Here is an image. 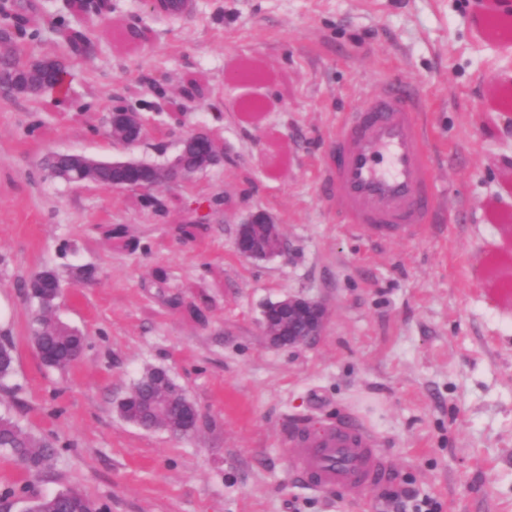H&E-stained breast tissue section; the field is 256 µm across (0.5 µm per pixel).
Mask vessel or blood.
I'll return each mask as SVG.
<instances>
[{"mask_svg":"<svg viewBox=\"0 0 512 512\" xmlns=\"http://www.w3.org/2000/svg\"><path fill=\"white\" fill-rule=\"evenodd\" d=\"M418 97L395 82L342 115L321 183L342 223L390 238L433 223L435 178ZM297 477L312 489H343L359 499L392 473L376 436L342 420L312 434L300 425L289 439Z\"/></svg>","mask_w":512,"mask_h":512,"instance_id":"b4317fda","label":"vessel or blood"}]
</instances>
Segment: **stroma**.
<instances>
[{"label":"stroma","instance_id":"stroma-1","mask_svg":"<svg viewBox=\"0 0 512 512\" xmlns=\"http://www.w3.org/2000/svg\"><path fill=\"white\" fill-rule=\"evenodd\" d=\"M16 2L26 55L66 56L69 91H0V343L16 355L0 414L58 455L33 477L0 452V512H22L21 488H76L97 512H394L426 499L435 512H512V304L495 293L512 287V262L487 264L512 250V171L497 156L512 58L471 0H189L178 15L145 0ZM70 27L87 31L89 54H67ZM393 80L422 102L438 218L379 239L339 223L318 174L342 112ZM118 105L147 118L140 145L113 140ZM201 127L223 160L147 192L70 184L46 166L59 152L163 164ZM201 204L206 229L185 239ZM259 210L288 255L237 254ZM43 270L63 287L56 316L85 338L64 370L29 341L27 284ZM294 294L326 302L325 331L272 346L262 310ZM149 367L195 403V433L119 416ZM349 416L395 468L356 501L295 478L288 444L298 422Z\"/></svg>","mask_w":512,"mask_h":512}]
</instances>
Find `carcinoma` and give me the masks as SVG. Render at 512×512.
Returning <instances> with one entry per match:
<instances>
[{
    "label": "carcinoma",
    "mask_w": 512,
    "mask_h": 512,
    "mask_svg": "<svg viewBox=\"0 0 512 512\" xmlns=\"http://www.w3.org/2000/svg\"><path fill=\"white\" fill-rule=\"evenodd\" d=\"M0 26L11 29L14 37L22 38L26 34L23 19L15 13L13 5L0 3ZM65 41L74 53L81 52L87 45V37L80 30L72 29L65 34ZM27 62L6 53L0 56V86L12 90L13 78L24 73ZM66 66L58 58L53 66L40 71L42 84L53 86L64 81ZM31 340L33 345H41L55 352L52 358L42 359L50 368L65 369L71 362L72 354L82 349L84 336L69 325L59 321L55 315L37 307L31 320ZM15 347L11 343H0V379L9 377L14 371ZM150 394L167 396L172 406L188 400L187 395L161 368H148L134 383L128 397L129 401H118L117 410L122 419L132 424H142L146 431H165L174 436H185L195 432L198 425L182 424L175 420L174 411H143L137 398ZM0 450L11 453L31 474H40L51 469L57 457L52 441L40 437L21 426L16 420L4 414L0 415ZM25 512H90L92 503L79 490L69 488L54 495H32L25 497Z\"/></svg>",
    "instance_id": "carcinoma-1"
}]
</instances>
